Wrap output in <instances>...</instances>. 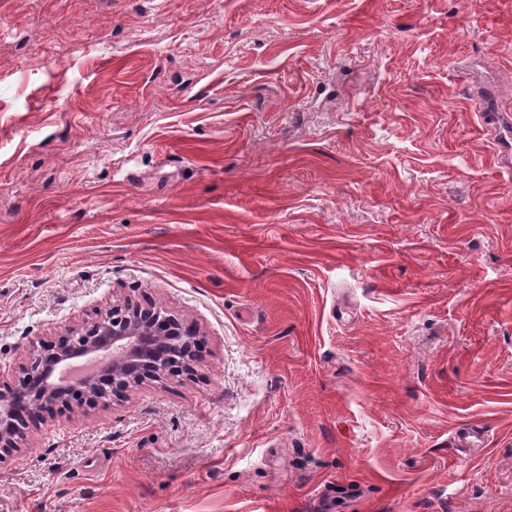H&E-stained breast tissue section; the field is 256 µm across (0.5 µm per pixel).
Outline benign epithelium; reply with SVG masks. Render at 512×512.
<instances>
[{
	"label": "benign epithelium",
	"mask_w": 512,
	"mask_h": 512,
	"mask_svg": "<svg viewBox=\"0 0 512 512\" xmlns=\"http://www.w3.org/2000/svg\"><path fill=\"white\" fill-rule=\"evenodd\" d=\"M196 336V330L183 326L167 309L123 299L54 338L31 343L22 376L15 385L0 388V459L21 449L29 426L43 420L50 407L68 405L72 387L55 375L73 362L112 356L101 373L79 385L83 398L106 401L146 381L165 383L196 372Z\"/></svg>",
	"instance_id": "benign-epithelium-1"
}]
</instances>
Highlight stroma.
Segmentation results:
<instances>
[{"label": "stroma", "mask_w": 512, "mask_h": 512, "mask_svg": "<svg viewBox=\"0 0 512 512\" xmlns=\"http://www.w3.org/2000/svg\"><path fill=\"white\" fill-rule=\"evenodd\" d=\"M512 0H0V383L112 298L201 367L56 409L0 512H512Z\"/></svg>", "instance_id": "35a3bbf8"}]
</instances>
